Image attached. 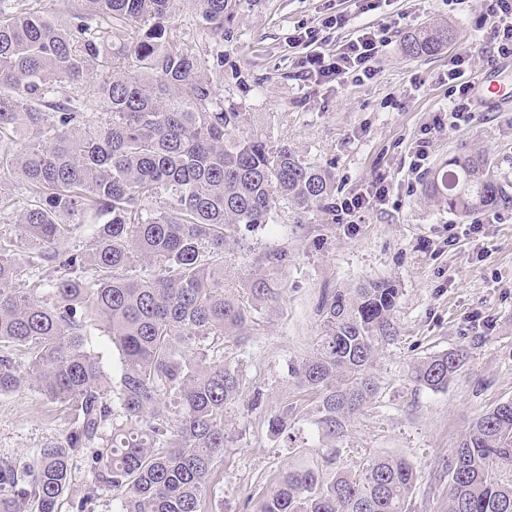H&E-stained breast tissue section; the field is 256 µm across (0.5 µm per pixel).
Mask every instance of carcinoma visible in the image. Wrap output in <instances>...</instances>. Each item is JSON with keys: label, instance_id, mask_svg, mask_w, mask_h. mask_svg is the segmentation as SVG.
<instances>
[{"label": "carcinoma", "instance_id": "cac0c4a2", "mask_svg": "<svg viewBox=\"0 0 512 512\" xmlns=\"http://www.w3.org/2000/svg\"><path fill=\"white\" fill-rule=\"evenodd\" d=\"M233 0H195L194 24L212 35L208 57L171 42L174 0H71L59 21L31 0H0V178L28 192L18 216L34 247L36 276L20 288L13 241L0 236V395L28 386L64 404L66 444L32 460H0V512H57L74 456L88 450L94 490L123 488L116 512H202L224 451V409L239 394L224 366V338L246 335L251 309L224 285L233 235L275 221L280 204L330 214L329 170L272 140L270 122L224 96V18ZM132 40L115 41L121 29ZM444 24L408 32L402 48L431 56L448 44ZM482 155L462 152L434 173L429 192L468 216L512 209V186ZM164 205L153 208V201ZM78 229L95 242H63ZM269 253L249 283L255 302L275 298ZM141 266L143 274L128 271ZM50 300L40 297L43 287ZM399 289L372 281L322 297L315 356L298 370L321 396L330 433L376 392L368 374L395 333ZM104 326L122 356L117 396L85 336ZM27 354L20 369L12 351ZM466 356L449 350L410 368L439 391ZM174 407L177 418L168 416ZM446 512H512V401L479 415L448 455ZM413 465L367 457L330 477L288 468L259 512H406Z\"/></svg>", "mask_w": 512, "mask_h": 512}]
</instances>
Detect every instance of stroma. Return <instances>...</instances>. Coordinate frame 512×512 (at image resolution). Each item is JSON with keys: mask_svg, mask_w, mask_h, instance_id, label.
Wrapping results in <instances>:
<instances>
[{"mask_svg": "<svg viewBox=\"0 0 512 512\" xmlns=\"http://www.w3.org/2000/svg\"><path fill=\"white\" fill-rule=\"evenodd\" d=\"M336 13L389 26L373 78L338 87L302 74L306 50L296 35L318 30L321 52L332 56L349 35L322 28ZM436 22L454 33L448 47L406 55L403 35ZM487 30L481 0H236L224 24L225 95L270 115L274 141L328 167L337 198L370 193L379 182L388 195L354 225L328 222L318 210L282 212L227 254L225 282L240 296L267 253L287 252L288 263L276 272L278 297L253 313L247 335L224 341V362L242 384L224 411V452L211 470L207 512H258L285 467L333 474L381 454L405 457L419 474L407 512H443L448 482L439 473L451 448L476 417L512 401V210L463 218L426 190L460 152L482 154L497 174L512 176V103L476 106L472 122L438 133L425 166L413 167L423 125L452 105L443 82L451 58L471 57L473 81L495 56ZM237 71L249 91L237 87ZM477 223L481 231L470 233ZM374 280L399 290L396 334L369 371L375 396L333 436L319 423L318 394L296 371L316 351L322 297ZM451 349L466 360L448 388L434 392L410 380V364ZM282 413L288 432L278 436L268 421ZM68 430L64 405L35 389L0 396V460L65 443Z\"/></svg>", "mask_w": 512, "mask_h": 512, "instance_id": "obj_1", "label": "stroma"}]
</instances>
